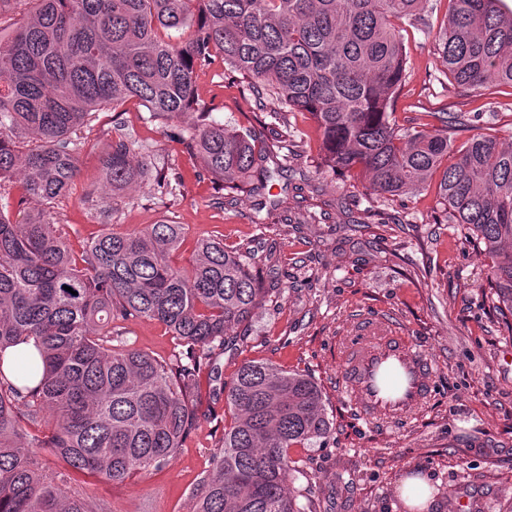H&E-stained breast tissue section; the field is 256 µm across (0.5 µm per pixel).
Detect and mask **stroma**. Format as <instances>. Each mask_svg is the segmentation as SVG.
<instances>
[{"label": "stroma", "mask_w": 512, "mask_h": 512, "mask_svg": "<svg viewBox=\"0 0 512 512\" xmlns=\"http://www.w3.org/2000/svg\"><path fill=\"white\" fill-rule=\"evenodd\" d=\"M447 10V0H433L423 23L405 35L409 64L395 107L398 124L409 125L423 112L462 113L468 123L454 128L456 144L477 133L512 139L511 86L464 94L449 84L433 40ZM198 93L215 105L216 119L253 129L265 140L252 119L253 98L225 80L222 60L200 72ZM118 129L147 147L156 167L180 176L175 195H155L146 185L118 196L101 190L100 160ZM284 129L302 139L288 172L260 193L238 194L222 207L172 124L151 118L133 98L103 108L80 131L81 173L52 209L58 230L77 251L103 224L127 232L165 218L185 227L173 257L182 268L190 267L201 238L274 250V262L260 264L257 276L281 283L284 292L271 296L245 336L217 351L216 359L227 381L252 360L309 374L321 387L331 431L290 451L305 471L294 487L309 489L312 512H407L402 486L409 477L428 485L422 512H512V336L492 308L491 258L466 230L442 221L434 194L369 196L362 181L319 171V143L307 115L287 114ZM299 193L302 211L319 214V222L297 231L252 223L259 201H288ZM104 208L110 211L105 220L99 215ZM350 215L365 220L361 231L345 226ZM386 319L427 356L434 391L409 416L371 420L355 404L341 402L336 355L363 322ZM123 340L157 359L179 349L154 321L127 322ZM196 415V428L164 468L125 484L89 479L79 490L103 512H193L196 490L231 421L225 396L206 371L199 377Z\"/></svg>", "instance_id": "obj_1"}]
</instances>
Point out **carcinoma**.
I'll return each instance as SVG.
<instances>
[{
  "label": "carcinoma",
  "mask_w": 512,
  "mask_h": 512,
  "mask_svg": "<svg viewBox=\"0 0 512 512\" xmlns=\"http://www.w3.org/2000/svg\"><path fill=\"white\" fill-rule=\"evenodd\" d=\"M28 18L0 33V512H97L67 486L72 473L123 484L169 464L195 425L197 380L216 348L279 285L253 274L251 248L200 241L190 269L173 255L184 227L160 219L125 233L104 230L81 250L58 232L50 208L80 173L77 130L103 107L135 98L180 123L183 138L222 190L220 204L256 180L284 172L298 141L274 125L283 111L309 113L330 172L359 170L369 194L432 189L448 219L492 259L495 312L512 334V145L478 133L457 148L448 121L396 124L408 55L403 31L429 0H24ZM500 0H448L435 48L448 82L464 91L512 86V11ZM270 125L256 156L248 128L213 117L197 95L198 71L215 58ZM134 143L112 137L101 185L132 183L172 194L174 175ZM16 184L17 193L3 190ZM41 211L15 224L11 210ZM254 224L297 217L277 201ZM72 288L76 294L65 290ZM156 321L181 349L158 360L122 341L123 323ZM34 341L42 363L3 374L6 349ZM231 424L194 512H306L289 482V454L329 434L322 392L308 374L249 361L225 389ZM63 465L49 475L34 449Z\"/></svg>",
  "instance_id": "carcinoma-1"
}]
</instances>
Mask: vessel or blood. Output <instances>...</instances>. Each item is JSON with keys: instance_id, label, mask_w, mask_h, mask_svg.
<instances>
[{"instance_id": "1", "label": "vessel or blood", "mask_w": 512, "mask_h": 512, "mask_svg": "<svg viewBox=\"0 0 512 512\" xmlns=\"http://www.w3.org/2000/svg\"><path fill=\"white\" fill-rule=\"evenodd\" d=\"M342 396L370 418L412 414L427 402L434 371L426 357L406 345L393 328L351 342L336 367Z\"/></svg>"}]
</instances>
